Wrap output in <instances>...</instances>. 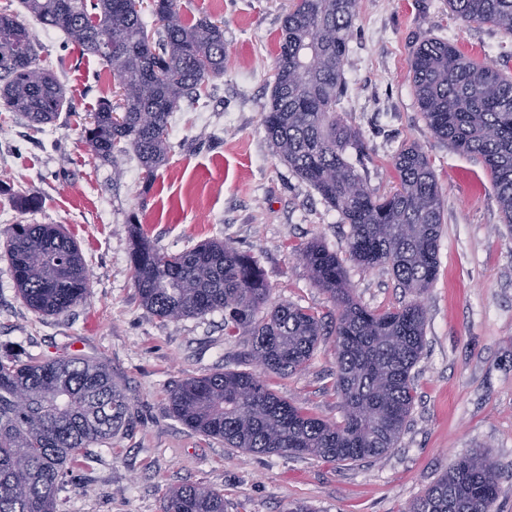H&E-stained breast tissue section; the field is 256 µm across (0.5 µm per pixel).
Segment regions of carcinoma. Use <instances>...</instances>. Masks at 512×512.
<instances>
[{
	"label": "carcinoma",
	"instance_id": "cac0c4a2",
	"mask_svg": "<svg viewBox=\"0 0 512 512\" xmlns=\"http://www.w3.org/2000/svg\"><path fill=\"white\" fill-rule=\"evenodd\" d=\"M466 23L512 37V0H447ZM43 27L100 57L119 79L120 103L102 101L82 127L96 159L112 164L131 148L145 179L168 159L169 125L183 100L201 97L224 73V29L185 23L178 0H152L159 28L150 41L141 11L127 0H21ZM357 0H294L286 15L263 127L278 156L349 225L350 256L385 266L412 300L383 313L357 303L336 254L318 242L300 256L336 306V390L341 423L310 416L267 388L260 373L287 375L309 361L322 319L293 304L269 303L257 260L210 239L159 251L141 225L129 262L148 313L161 319L224 313V329L253 336L256 370L188 378L170 393L188 428L246 453L309 455L356 462L396 447L414 403L412 370L424 348L425 310L417 299L438 274L444 210L430 159L417 143L393 157L398 187L377 194L346 156L363 154L359 133L338 118L343 64ZM412 90L427 127L453 150L482 159L500 212L512 224V74L425 36L411 54ZM0 101L34 126L54 122L67 103L53 72L36 63L35 35L0 14ZM14 286L27 307L59 315L83 303L89 276L82 250L55 224H15L8 233ZM23 395L21 403L17 397ZM128 398L102 363L33 358L0 345V512H57L58 493L86 448L111 444ZM498 468L482 450L456 460L406 512H490ZM163 512H224V493L190 484L168 492Z\"/></svg>",
	"mask_w": 512,
	"mask_h": 512
}]
</instances>
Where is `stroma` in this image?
Returning a JSON list of instances; mask_svg holds the SVG:
<instances>
[{"label": "stroma", "instance_id": "1", "mask_svg": "<svg viewBox=\"0 0 512 512\" xmlns=\"http://www.w3.org/2000/svg\"><path fill=\"white\" fill-rule=\"evenodd\" d=\"M290 0H178L183 21L224 27L223 74L204 103L182 102L169 128L168 162L145 182L133 152L116 164L95 159L81 120L118 81L98 57L63 45L20 0H0L36 36L40 64L66 89L71 106L37 129L0 108V209L12 222L55 224L82 249L87 302L40 316L18 297L0 222V345L42 358L81 357L105 364L129 411L111 447H91L59 494L58 512H163L166 494L187 484L224 493L225 512H403L449 465L473 450L500 471L491 512H512V229L504 224L482 160L448 148L428 129L412 93L410 57L424 36L455 43L466 55L512 72V37L468 24L445 0H358L344 59L340 116L361 135L356 167L383 195L398 184L393 157L418 143L430 157L444 203L439 272L422 303L425 346L413 370L410 422L387 454L331 463L288 453L225 447L182 424L170 405L179 382L243 370L249 332L231 333L220 312L161 320L142 306L130 269L128 219L137 216L155 247L178 252L219 239L252 254L270 300L331 322L335 307L311 279L299 251L311 242L342 261L355 300L383 312L405 297L389 269L366 268L348 252V225L276 155L262 126L270 100L278 35ZM37 196V209L21 206ZM268 388L304 412L342 422L336 393L334 334L288 375L266 374Z\"/></svg>", "mask_w": 512, "mask_h": 512}]
</instances>
